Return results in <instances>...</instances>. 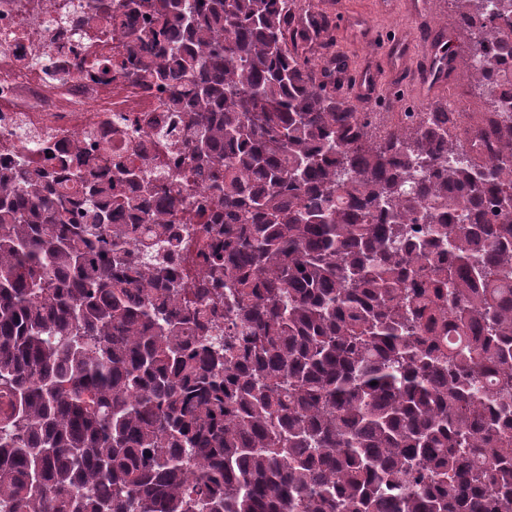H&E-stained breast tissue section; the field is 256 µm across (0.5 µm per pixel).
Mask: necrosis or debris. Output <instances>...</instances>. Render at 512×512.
I'll list each match as a JSON object with an SVG mask.
<instances>
[{"label":"necrosis or debris","instance_id":"1","mask_svg":"<svg viewBox=\"0 0 512 512\" xmlns=\"http://www.w3.org/2000/svg\"><path fill=\"white\" fill-rule=\"evenodd\" d=\"M60 1L0 0V158L33 161L35 144L68 154L111 139L120 115L136 127L137 164L177 175L183 147L161 145L156 136L166 126L161 92L116 73L101 80L90 70L95 57L122 49L127 36L114 32L91 0H64L76 14L72 20ZM44 50L53 52L59 75L36 66Z\"/></svg>","mask_w":512,"mask_h":512}]
</instances>
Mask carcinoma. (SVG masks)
Masks as SVG:
<instances>
[{"mask_svg": "<svg viewBox=\"0 0 512 512\" xmlns=\"http://www.w3.org/2000/svg\"><path fill=\"white\" fill-rule=\"evenodd\" d=\"M300 2L122 0L96 66L165 92L183 180L0 166V512H512V0H454L479 123L383 136ZM205 242L197 237L189 238L183 254L181 269L188 278H195L202 270V263L199 259L201 246Z\"/></svg>", "mask_w": 512, "mask_h": 512, "instance_id": "carcinoma-1", "label": "carcinoma"}]
</instances>
